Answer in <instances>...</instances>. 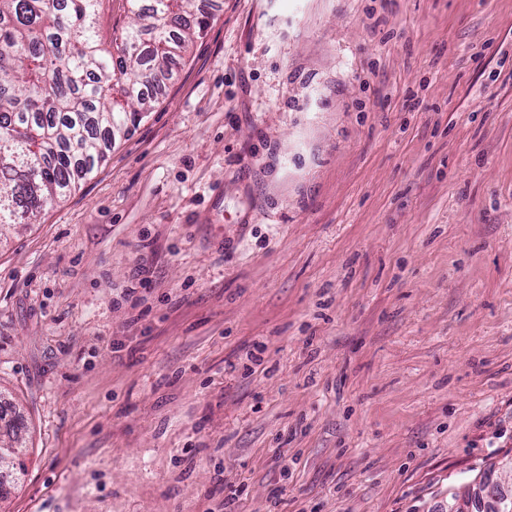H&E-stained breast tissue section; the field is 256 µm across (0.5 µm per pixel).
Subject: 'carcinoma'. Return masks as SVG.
Returning <instances> with one entry per match:
<instances>
[{
    "label": "carcinoma",
    "instance_id": "obj_1",
    "mask_svg": "<svg viewBox=\"0 0 512 512\" xmlns=\"http://www.w3.org/2000/svg\"><path fill=\"white\" fill-rule=\"evenodd\" d=\"M102 0H0V228L31 224L92 175L148 110L144 88L204 34L195 0H125L119 39ZM131 23L124 0H105L102 2L100 14V29L106 41L120 38L121 33Z\"/></svg>",
    "mask_w": 512,
    "mask_h": 512
}]
</instances>
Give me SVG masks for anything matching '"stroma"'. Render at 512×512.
<instances>
[{
	"mask_svg": "<svg viewBox=\"0 0 512 512\" xmlns=\"http://www.w3.org/2000/svg\"><path fill=\"white\" fill-rule=\"evenodd\" d=\"M0 228V512H444L512 456V0H204Z\"/></svg>",
	"mask_w": 512,
	"mask_h": 512,
	"instance_id": "35a3bbf8",
	"label": "stroma"
}]
</instances>
